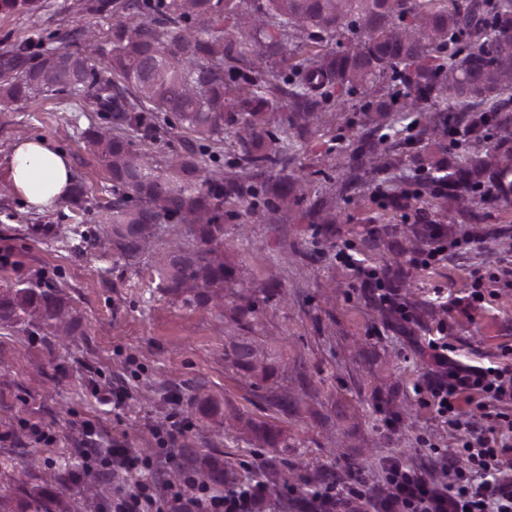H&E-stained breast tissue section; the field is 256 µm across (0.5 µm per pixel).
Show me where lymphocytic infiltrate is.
<instances>
[{"label":"lymphocytic infiltrate","instance_id":"lymphocytic-infiltrate-1","mask_svg":"<svg viewBox=\"0 0 512 512\" xmlns=\"http://www.w3.org/2000/svg\"><path fill=\"white\" fill-rule=\"evenodd\" d=\"M426 343L436 370L414 392L447 426L454 448L420 436L427 464L396 455L380 460L384 494H373L358 479L321 484L309 492L311 512H512V346H504L490 365L477 366L453 359L443 337H427ZM465 401L475 404L478 419L463 417ZM267 499L268 488L259 480L215 496L187 475L164 497L135 484L112 512H171L176 503L186 512H261Z\"/></svg>","mask_w":512,"mask_h":512}]
</instances>
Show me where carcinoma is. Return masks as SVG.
I'll return each instance as SVG.
<instances>
[{"mask_svg": "<svg viewBox=\"0 0 512 512\" xmlns=\"http://www.w3.org/2000/svg\"><path fill=\"white\" fill-rule=\"evenodd\" d=\"M41 0H0V10L32 15ZM88 9L109 20L101 44L88 27L61 40L81 48H44L43 37H27L0 53V104L41 94L90 100L100 122L84 132L88 147L107 169L112 201L100 231L128 265L149 259L157 288L182 303L207 307L233 334L225 337L224 362L251 385L273 383L282 369L279 340L258 335L252 297L239 291L242 269L224 258V202L236 198L254 213L247 181L294 160L295 133L316 114L359 90L382 82L401 85L405 114L371 99L362 111L375 114L367 139L352 150L350 170L367 164L389 168L394 158L379 145L399 133L407 112L422 107L451 132L492 125L512 126V0H260L250 10L238 0H95ZM234 19L224 29V20ZM346 35L349 47L324 54L303 53L307 42ZM272 64L267 77L247 74L249 55ZM108 60L114 82L92 58ZM290 70L291 75L284 74ZM284 104L286 125L276 134L267 113ZM234 109L238 171L211 168L213 147L224 141ZM190 132L162 161L149 160L137 139L158 138L160 122ZM427 184L448 183L447 198L462 208L509 200L512 153L477 145L448 165L428 162ZM299 178L280 180L268 212L300 201ZM494 184V200L477 196ZM183 225L181 238L165 241ZM234 305L224 308V296ZM71 319L59 291L26 287L0 293V324H22L32 336L69 333ZM259 448L278 452L288 436L264 423L231 414ZM199 474L219 490L236 474L200 463ZM27 473L7 475L19 496L0 486V512H72L52 487H27Z\"/></svg>", "mask_w": 512, "mask_h": 512, "instance_id": "obj_1", "label": "carcinoma"}]
</instances>
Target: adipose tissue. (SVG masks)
Segmentation results:
<instances>
[{"label": "adipose tissue", "mask_w": 512, "mask_h": 512, "mask_svg": "<svg viewBox=\"0 0 512 512\" xmlns=\"http://www.w3.org/2000/svg\"><path fill=\"white\" fill-rule=\"evenodd\" d=\"M11 176L16 195L38 211L51 208L72 183L68 155L43 137H23L15 142Z\"/></svg>", "instance_id": "ef3b65f1"}]
</instances>
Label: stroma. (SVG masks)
<instances>
[{
	"label": "stroma",
	"mask_w": 512,
	"mask_h": 512,
	"mask_svg": "<svg viewBox=\"0 0 512 512\" xmlns=\"http://www.w3.org/2000/svg\"><path fill=\"white\" fill-rule=\"evenodd\" d=\"M86 2L43 0L29 19L0 10V52L34 31L105 30ZM364 101V94L349 96L297 136L289 170L302 176L300 205L252 224L237 203L236 218L225 222L230 233L247 227L226 259L242 266L250 281L275 285L273 294L258 295L256 309L267 335L287 339L277 383L297 398L286 413L225 364L223 323L160 291L148 262L126 265L100 239L81 250L59 240L60 228H91L112 199L110 176L82 136L97 119L93 106L40 95L0 109V292L60 288L73 309L72 334L62 343L0 324V462L26 467L40 485L60 464H74L77 479L59 489L83 507L85 484L100 480L81 457L90 431L100 447L117 440L139 459L129 471L108 474L110 488L153 482L164 493L205 458L232 468L241 482L272 464L295 480L270 495L265 512H306V494L316 485L359 474L377 487L382 457L422 462L418 435L452 445L413 391L433 369L420 344L443 331L460 360L471 364L512 345V281L500 273V250L490 246L512 239V203L477 209L462 224L434 218V226L461 246L435 268H414L410 236L417 212L429 210L432 197L416 182L409 153H397L389 169L360 170L341 200L329 195L367 130ZM23 136L48 138L68 153L74 179L86 186L82 199L66 197L43 212L24 206L10 190L12 147ZM407 189L418 192L408 205L402 198ZM330 201L338 221L315 223L312 210ZM471 237L477 246H468ZM342 243L363 265L386 272L412 309L411 322L383 318L357 272L337 264ZM477 269L485 277V299L474 304L471 274ZM436 288L447 290V310L431 302ZM201 398L281 429L288 450L275 455L252 447L223 423L200 419ZM173 416L180 432L173 444L160 445L153 431Z\"/></svg>",
	"instance_id": "stroma-1"
}]
</instances>
